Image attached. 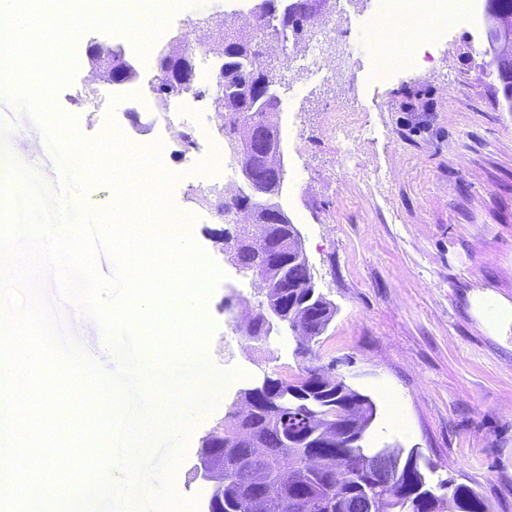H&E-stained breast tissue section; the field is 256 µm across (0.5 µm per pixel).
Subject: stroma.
Listing matches in <instances>:
<instances>
[{"mask_svg": "<svg viewBox=\"0 0 512 512\" xmlns=\"http://www.w3.org/2000/svg\"><path fill=\"white\" fill-rule=\"evenodd\" d=\"M254 3L187 0L164 38L139 59L140 70L158 74L160 51L177 36L195 60L216 62L220 30L255 37L239 19ZM481 5L470 0L466 12L437 27L420 60L382 82L367 69L376 47L370 21L390 9L389 0H349L325 11L330 40L317 46L312 31L292 50L324 49L331 75L289 70L280 90L276 121L288 158L280 202L302 235L315 288L336 307L313 346L318 362L334 365L375 401L374 446L420 449L439 477L473 486L494 512H512V330L489 331L470 302L477 291L512 301V111L477 19ZM127 43L126 36L88 29L74 45L76 68L55 102L85 139L110 136L113 122L126 140L137 136L124 103L109 105L113 87L105 79L96 81L106 99L100 108L76 97L91 73L93 45ZM339 118L350 123L358 165L344 162L330 129ZM0 121L11 127L7 145L17 161L56 186V159L32 117L0 100ZM201 157L200 148L174 145L162 159L171 205L186 197ZM223 227L209 209L190 231L223 273L202 310L213 325L205 356L227 381L211 411L192 412L193 430L177 443L170 480L184 501L199 497L192 468L203 438L223 424L228 400L263 373L292 376L302 365L294 339L258 347L237 331L258 312L261 292L213 242ZM37 282L68 336L114 371L100 327L61 299L54 272ZM395 403L396 424L389 419Z\"/></svg>", "mask_w": 512, "mask_h": 512, "instance_id": "obj_1", "label": "stroma"}]
</instances>
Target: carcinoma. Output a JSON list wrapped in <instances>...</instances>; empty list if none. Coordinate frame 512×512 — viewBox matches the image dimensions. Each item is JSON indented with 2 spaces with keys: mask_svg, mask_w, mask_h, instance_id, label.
<instances>
[{
  "mask_svg": "<svg viewBox=\"0 0 512 512\" xmlns=\"http://www.w3.org/2000/svg\"><path fill=\"white\" fill-rule=\"evenodd\" d=\"M285 25L272 7L254 14L255 29L288 47L298 41L315 22L308 0H291ZM224 92L212 98L214 110L224 113L220 133L224 136L234 166L253 164L247 139L253 125L264 121V112L253 104L252 60L248 50L229 43L221 51ZM262 216L241 224L228 217L224 234L249 238ZM271 238L282 243L281 264L269 272L277 296L288 307L305 305L312 316V335L305 344L296 343L294 355L308 359L293 379L273 372L269 384L257 393L255 411L244 422L236 405L250 398L245 389L236 392L224 412V447L212 434L200 452L224 462V504L221 512H256L255 498L262 487L250 483L246 473L264 479H288L287 497L263 512H303L299 505L313 502L311 512H369L378 500L382 512H493L491 502L473 487L451 479L434 480L437 466L422 457L417 448H376L369 430L376 420L377 405L367 394L334 377L332 368L312 363V344L326 331L336 313L334 305L314 288L311 267L293 250V224L284 217L268 224ZM239 273L255 276L265 260L255 253L240 255Z\"/></svg>",
  "mask_w": 512,
  "mask_h": 512,
  "instance_id": "1",
  "label": "carcinoma"
}]
</instances>
